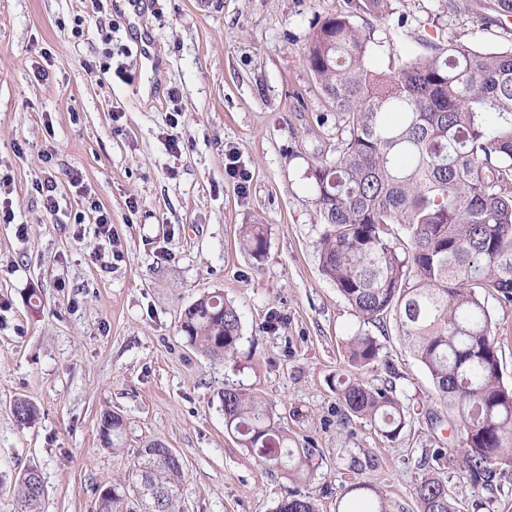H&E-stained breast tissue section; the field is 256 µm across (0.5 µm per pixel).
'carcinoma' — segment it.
I'll return each instance as SVG.
<instances>
[{"label": "carcinoma", "instance_id": "carcinoma-1", "mask_svg": "<svg viewBox=\"0 0 512 512\" xmlns=\"http://www.w3.org/2000/svg\"><path fill=\"white\" fill-rule=\"evenodd\" d=\"M393 0H363L376 18L393 14ZM372 29L349 15L330 17L312 33L306 60L325 96L336 107L349 137L334 156L309 168L316 207L325 230L321 268L366 324L395 314L413 355L438 395L457 412L459 447L425 452L426 470L413 495L418 512H460L448 490V460L479 506L505 497L501 477L512 468V386L504 383L488 297L512 303V49L485 52L456 39L432 44L398 63L394 71L369 66ZM242 244L253 255L265 250L262 228L245 224ZM181 331L204 354L226 358L240 331L237 309L220 293L204 295L185 309ZM368 331L351 337L349 359L359 367L378 358ZM346 411L365 418L388 440L405 427L395 387L339 383ZM20 424L36 417L19 399ZM110 445L122 419L100 417ZM224 425L269 469L293 483L308 480L312 454L288 447V434L271 405L254 393L224 390ZM150 457L138 455L128 485L137 503L145 490L162 495L161 512H175L183 478L180 456L160 440ZM42 477L24 469L15 484L22 512H39ZM353 512H391L389 500L368 484ZM119 495L107 487L98 512H117ZM274 512H317L313 498L291 490Z\"/></svg>", "mask_w": 512, "mask_h": 512}]
</instances>
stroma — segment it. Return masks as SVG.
I'll use <instances>...</instances> for the list:
<instances>
[{"label":"stroma","instance_id":"35a3bbf8","mask_svg":"<svg viewBox=\"0 0 512 512\" xmlns=\"http://www.w3.org/2000/svg\"><path fill=\"white\" fill-rule=\"evenodd\" d=\"M367 19L380 45L370 63L454 38L512 48V16L492 0H394ZM356 0H155L143 24L158 69L133 66L125 23L91 0H0V180L14 220L0 223V512H20L14 483L38 467L41 512H96L101 489L123 483L149 441L181 456L184 512H272L292 484L260 465L224 427V391L271 403L292 447L313 454L301 492L318 512H351L348 488L372 485L417 512L425 450L456 445L455 412L441 400L395 320L366 328L321 271L324 226L307 171L348 131L306 61L325 18ZM112 28L104 42L100 25ZM46 63L47 80L34 75ZM177 90L170 101L169 90ZM179 111V153L169 117ZM247 172L226 171L228 153ZM83 175L112 214V238L78 225ZM59 209L46 212L38 184ZM261 225L253 258L240 227ZM221 293L240 315L234 353L214 360L180 330L185 308ZM491 334L512 385V304L491 298ZM370 330L376 362L354 367L351 336ZM392 380L407 422L393 440L348 414L341 379ZM25 399L31 424L12 411ZM123 419L105 445L100 416Z\"/></svg>","mask_w":512,"mask_h":512}]
</instances>
